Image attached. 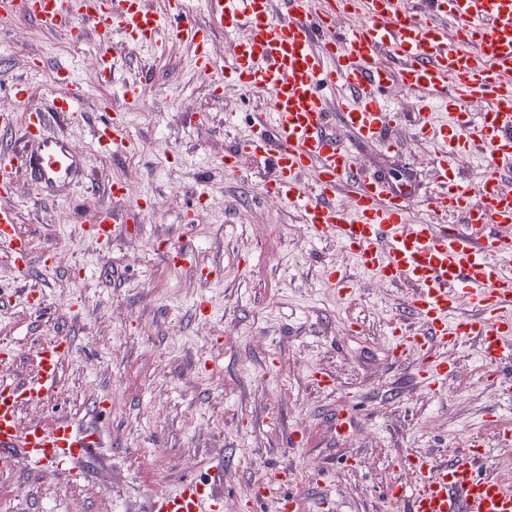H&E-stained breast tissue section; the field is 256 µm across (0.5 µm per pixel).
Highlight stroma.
<instances>
[{
    "label": "stroma",
    "mask_w": 512,
    "mask_h": 512,
    "mask_svg": "<svg viewBox=\"0 0 512 512\" xmlns=\"http://www.w3.org/2000/svg\"><path fill=\"white\" fill-rule=\"evenodd\" d=\"M112 77L94 33H67L24 18H0V113L13 145L27 125L14 97L28 86L39 104L69 88L53 74L65 67L80 88L77 112L49 115L50 134L70 140L82 156V183L37 195L16 173V231L29 239L33 262L26 281L0 262V346L18 354V374L34 370V350L60 335L73 350L60 367L59 388L22 423L98 416L108 448L90 457L85 480L53 477L21 462L0 472V512H145L152 494L184 478L204 476L211 459L228 461L225 505L237 512H276L274 498L254 499L260 476L289 470L285 491L300 512H320L331 497L335 512H387L384 493L411 483L400 456L425 452L443 461L470 437L484 438L488 467L512 483V455L497 435L512 426V400L488 379L472 345L449 350L456 366L445 392L421 387L411 368L388 356L390 320L407 315L410 287L367 278L335 242L312 243L299 214L270 206L257 164L241 157L234 172L215 163L249 128L259 97L226 83L215 99L195 65L192 48L124 41L113 34ZM44 62L30 67L31 58ZM146 81L149 94L129 108L123 88ZM337 91L329 128L351 144L358 166L409 192L412 223L428 221L422 194L430 181L432 142L413 99H394L402 119L389 130L399 145L352 141L339 120ZM109 113L122 115L137 153L102 152L97 131ZM125 196L107 199L112 180ZM134 211L109 248H99L84 223L103 202ZM190 247L184 264L169 254ZM352 284L346 299L320 286L327 266ZM42 290L41 308L27 307L22 285ZM204 311H197V304ZM330 372L334 388L312 385L313 368ZM350 409L355 430L337 442L329 426Z\"/></svg>",
    "instance_id": "obj_1"
}]
</instances>
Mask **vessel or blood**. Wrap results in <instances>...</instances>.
I'll return each mask as SVG.
<instances>
[{
  "label": "vessel or blood",
  "mask_w": 512,
  "mask_h": 512,
  "mask_svg": "<svg viewBox=\"0 0 512 512\" xmlns=\"http://www.w3.org/2000/svg\"><path fill=\"white\" fill-rule=\"evenodd\" d=\"M218 24L236 33L224 61L204 49L209 34L191 18L185 0H169L164 11L147 0H0V15L24 17L54 30L83 37L93 27L100 51L113 33L132 40L186 43L195 63L211 74L213 95L226 80L266 98V112L225 152L218 168L235 171L241 156L262 169L264 194L272 206L301 214L315 241L336 240L364 273L390 285L411 284V324L388 325L391 356L410 365L419 384L438 393L455 372L449 348L474 343L491 368L512 364V0H326L311 10L310 0H209ZM361 17L343 27L338 18ZM341 86L351 93L340 114L353 139L380 141L386 114L380 93L389 86L419 94L421 111L479 103L434 134L431 185L425 197L431 219L411 223L406 193L382 177L358 170L349 143L328 130L324 92ZM27 104L25 157L30 183L44 188L70 183L81 160L70 143L47 132V114L29 102V90L15 88ZM113 154L137 152L121 116L104 127ZM475 148L487 173L472 181L460 175V153ZM16 155L0 149V197L13 190ZM313 173V186L303 177ZM349 189L350 202L336 195ZM131 217L101 205L89 220L92 236L110 246ZM13 211L0 207V254L27 273L28 242L15 232ZM322 287L346 298L351 285L343 270L330 266ZM69 350L65 339L40 348L32 377L19 378L15 354L0 348V470L20 461L45 465L55 476L76 478L86 460L104 445L97 421L62 418L21 426L24 403L48 400L58 386V368ZM487 444L471 438L466 451L440 463L414 453L404 461L412 484L393 483L388 499L396 512H512V485L487 470ZM223 458L204 479L183 480L155 494L150 512H220Z\"/></svg>",
  "instance_id": "b4317fda"
}]
</instances>
